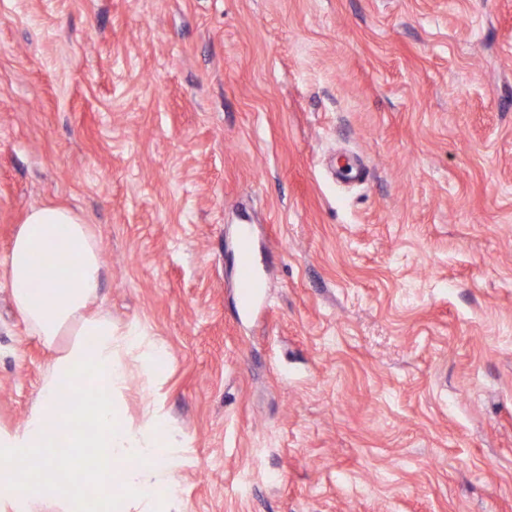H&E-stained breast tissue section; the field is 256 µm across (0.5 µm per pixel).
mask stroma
I'll return each mask as SVG.
<instances>
[{"label":"stroma","mask_w":512,"mask_h":512,"mask_svg":"<svg viewBox=\"0 0 512 512\" xmlns=\"http://www.w3.org/2000/svg\"><path fill=\"white\" fill-rule=\"evenodd\" d=\"M44 204L180 512H512V0H0V260ZM51 357L0 288V427ZM235 284L240 300L245 306L252 304L259 288H263L255 266L248 234L243 231L237 243Z\"/></svg>","instance_id":"35a3bbf8"}]
</instances>
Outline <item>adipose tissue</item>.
<instances>
[{
    "instance_id": "ef3b65f1",
    "label": "adipose tissue",
    "mask_w": 512,
    "mask_h": 512,
    "mask_svg": "<svg viewBox=\"0 0 512 512\" xmlns=\"http://www.w3.org/2000/svg\"><path fill=\"white\" fill-rule=\"evenodd\" d=\"M60 266V279L38 278L35 258ZM103 260L96 233L73 209L46 204L31 208L0 264V285L9 288L27 330L56 355L24 425L0 430V483L16 512H41L42 487L54 484L53 449H66L76 464L77 493L57 498L54 512H86L103 499L106 512H173L177 502V431L158 410L129 422L121 397L128 382L126 351L139 352L142 373L155 381L167 355L145 344L134 329L117 332L110 315L95 307ZM98 397L87 400L89 386ZM79 409L61 414V388ZM112 485L101 498L103 485Z\"/></svg>"
}]
</instances>
